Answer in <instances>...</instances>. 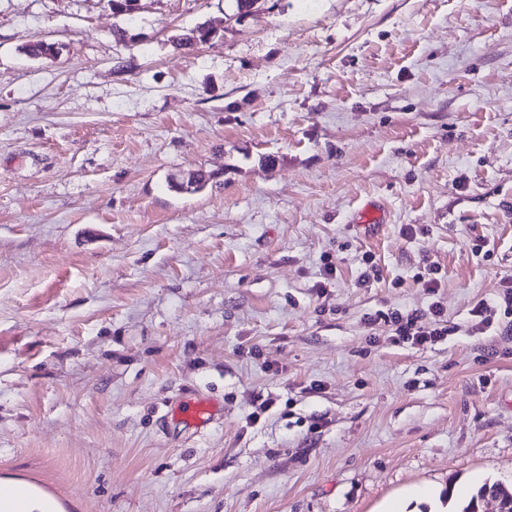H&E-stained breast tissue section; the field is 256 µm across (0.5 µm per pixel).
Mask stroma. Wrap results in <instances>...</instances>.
I'll use <instances>...</instances> for the list:
<instances>
[{
  "label": "stroma",
  "instance_id": "1",
  "mask_svg": "<svg viewBox=\"0 0 512 512\" xmlns=\"http://www.w3.org/2000/svg\"><path fill=\"white\" fill-rule=\"evenodd\" d=\"M509 285L512 0H0V478L65 512H461L512 487V324L473 314ZM436 301L424 348L368 322ZM214 412V404L204 399L187 402L181 409V413L186 419L196 423L206 422ZM491 496H498L501 499L503 512H512V489L508 490L499 482L485 483L478 491L476 497H472L461 512H479L485 499Z\"/></svg>",
  "mask_w": 512,
  "mask_h": 512
}]
</instances>
